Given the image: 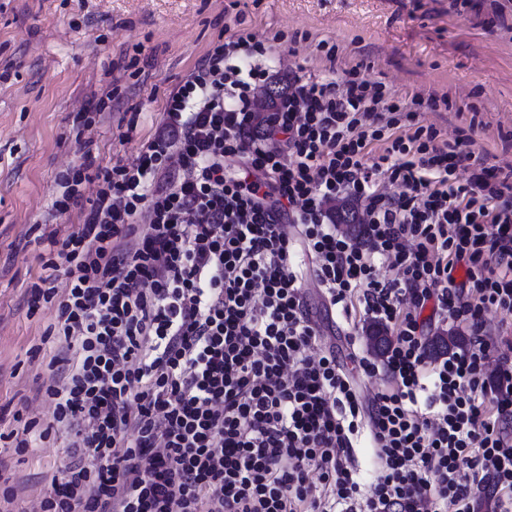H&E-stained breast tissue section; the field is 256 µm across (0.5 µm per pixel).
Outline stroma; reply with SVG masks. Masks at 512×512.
Instances as JSON below:
<instances>
[{
    "label": "stroma",
    "mask_w": 512,
    "mask_h": 512,
    "mask_svg": "<svg viewBox=\"0 0 512 512\" xmlns=\"http://www.w3.org/2000/svg\"><path fill=\"white\" fill-rule=\"evenodd\" d=\"M243 32L296 37L272 70L333 80L351 67L385 82L445 136L487 163L512 165V0H0V410L48 423L38 393L56 352L43 342L55 313L27 314L46 236L79 231L93 185L66 213L60 171L96 175L132 162L163 119L165 99L219 41ZM336 47L335 61L319 50ZM135 129H128V121ZM323 343L350 350L314 282L303 286ZM63 441L0 448V496L38 512L60 474Z\"/></svg>",
    "instance_id": "1"
}]
</instances>
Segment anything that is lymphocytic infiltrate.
Returning <instances> with one entry per match:
<instances>
[{"label":"lymphocytic infiltrate","instance_id":"f902f5d3","mask_svg":"<svg viewBox=\"0 0 512 512\" xmlns=\"http://www.w3.org/2000/svg\"><path fill=\"white\" fill-rule=\"evenodd\" d=\"M269 52L210 49L136 161L97 174L80 231L49 239L68 286L32 284L31 308L71 352L45 387L69 440L41 512H475L489 477L512 512V328L485 319L512 312V169L421 124L436 97L408 108L355 67L289 74L256 111ZM309 279L348 345L384 326L381 358L322 345ZM448 321L470 345L430 359Z\"/></svg>","mask_w":512,"mask_h":512}]
</instances>
